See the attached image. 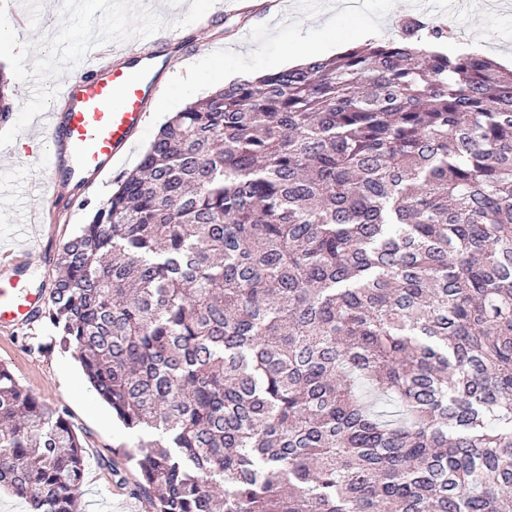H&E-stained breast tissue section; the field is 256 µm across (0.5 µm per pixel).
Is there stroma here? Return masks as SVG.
Masks as SVG:
<instances>
[{
	"instance_id": "1",
	"label": "stroma",
	"mask_w": 512,
	"mask_h": 512,
	"mask_svg": "<svg viewBox=\"0 0 512 512\" xmlns=\"http://www.w3.org/2000/svg\"><path fill=\"white\" fill-rule=\"evenodd\" d=\"M171 7L157 11V0H112L107 11H98L96 30L101 41H108L113 28L128 34L131 45L143 46L142 33L147 22L156 32L182 30L191 51L179 55L164 75L167 108L151 112L146 132L136 137L128 155L109 174L103 186L89 192L87 205H75L67 211L49 212L40 185L43 164L39 159L0 153V187L15 188L16 193L0 198V240L18 239L27 220L41 222V244L20 253L29 264L27 281L38 288L54 282L55 259L62 244L71 238L89 214L90 204L103 201L111 193L118 175L133 169L140 161L160 126L188 104L211 94L215 81L224 75L225 64L267 73L279 71L280 59L288 52L321 42L324 24H332L346 34V46H354V29L370 27L374 38L400 30L406 18L414 17L450 27L452 34L439 43L442 52L476 53L496 60L512 58V0H498L488 7L484 0H457L448 16H441V0H353L326 11L327 0H303L299 22L265 18L263 9L245 7L234 15L222 14L219 0H171ZM10 17L25 18L24 35L28 58L26 65L17 60L0 59V72L10 77L14 112L8 123L0 124V143H12L30 137L32 115L41 107L39 100L25 97L23 78L27 66L43 68L44 88H53L74 79L76 72L66 62L48 63L57 47L79 48L83 28L80 20L88 14L87 5L78 11L61 13L45 0H0ZM205 17L203 26L187 27L190 16ZM195 64L204 78L191 89L180 85L181 66ZM50 334L39 320H30L13 331L0 329V363L6 364L18 382L37 393L53 407L66 409L86 447V466L80 497L82 512H155L152 501L136 490L139 481L134 467L127 462L123 448L130 438L87 384L74 351L53 348Z\"/></svg>"
}]
</instances>
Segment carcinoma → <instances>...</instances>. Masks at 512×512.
<instances>
[{"instance_id": "obj_1", "label": "carcinoma", "mask_w": 512, "mask_h": 512, "mask_svg": "<svg viewBox=\"0 0 512 512\" xmlns=\"http://www.w3.org/2000/svg\"><path fill=\"white\" fill-rule=\"evenodd\" d=\"M441 38L189 104L62 245L44 318L155 512H512V70ZM83 448L0 365V490L76 512Z\"/></svg>"}]
</instances>
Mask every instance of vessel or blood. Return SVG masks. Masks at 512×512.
<instances>
[{
    "label": "vessel or blood",
    "mask_w": 512,
    "mask_h": 512,
    "mask_svg": "<svg viewBox=\"0 0 512 512\" xmlns=\"http://www.w3.org/2000/svg\"><path fill=\"white\" fill-rule=\"evenodd\" d=\"M111 41L110 52L85 49L78 77L55 93L65 102L64 111L46 110L44 132L29 148L31 156H50L43 176L49 208L65 203L63 186L97 188L128 154L134 137L147 126L149 104L164 90L169 54L182 38L175 31L160 38L159 49L139 52L127 51L123 31H113ZM24 273L9 251L0 252L1 327L28 320L48 303L43 292L25 288Z\"/></svg>",
    "instance_id": "1"
}]
</instances>
